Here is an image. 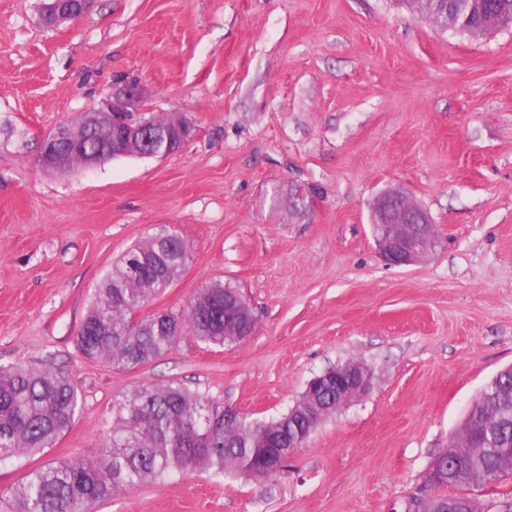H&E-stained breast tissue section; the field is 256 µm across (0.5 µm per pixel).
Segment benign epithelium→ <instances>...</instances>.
Instances as JSON below:
<instances>
[{
  "label": "benign epithelium",
  "mask_w": 512,
  "mask_h": 512,
  "mask_svg": "<svg viewBox=\"0 0 512 512\" xmlns=\"http://www.w3.org/2000/svg\"><path fill=\"white\" fill-rule=\"evenodd\" d=\"M93 0H75V8L62 9L60 0H43L42 22L50 27L72 20L87 11ZM112 125L111 157L128 156V147L142 149L135 156L163 157L171 154L175 138L194 135L195 125L186 116H168L165 125L155 124L153 112L145 108L138 83L127 81L112 91L97 107L83 114L77 124L91 130L101 123ZM77 134L71 124L64 123L47 135L42 143L40 165L51 171L63 169L61 154L76 142ZM372 233L380 258L390 266H410L435 255L441 240L427 210L411 201L398 190L379 195L372 205ZM240 323L245 325L243 336L252 333L255 317L244 299H239ZM331 372L314 377L296 404L288 409V418L304 420L308 430H314L307 420V394L329 379ZM373 387V372L360 361H348L336 367V404L328 409L333 413L369 394ZM448 483V463L437 458L431 465V477L410 497L408 512H469L472 498L464 494L437 492L439 483Z\"/></svg>",
  "instance_id": "1"
}]
</instances>
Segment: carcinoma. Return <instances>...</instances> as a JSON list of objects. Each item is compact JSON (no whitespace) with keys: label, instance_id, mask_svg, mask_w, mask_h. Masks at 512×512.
<instances>
[{"label":"carcinoma","instance_id":"cac0c4a2","mask_svg":"<svg viewBox=\"0 0 512 512\" xmlns=\"http://www.w3.org/2000/svg\"><path fill=\"white\" fill-rule=\"evenodd\" d=\"M439 28L480 39L483 16L494 13L501 27H512V0H451L443 10L435 0H395ZM112 134L99 126L82 134L83 152L67 158L68 166L85 157L107 158ZM192 259L177 237L157 243L151 237L112 264L76 335L78 350L88 359L134 369L163 355L191 329L203 343L224 346L237 314L224 305L234 288L217 283L197 290L179 309L143 314L184 273ZM81 407L76 387L65 376L30 366L0 368V458L50 448L68 430ZM465 425L474 441H487L474 459L470 449L451 441L441 453L453 470L451 482L467 488L477 475L512 472L499 449L512 448V386L494 381L473 403ZM304 427L283 413L269 421L242 422L224 403L203 398L180 386H141L112 400V430L102 437L96 459L74 458L30 469L10 487L16 512H92L106 497L132 492L147 482L191 470L216 479L228 476L269 479L288 462V439Z\"/></svg>","mask_w":512,"mask_h":512}]
</instances>
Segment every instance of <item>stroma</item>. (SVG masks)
Here are the masks:
<instances>
[{"label":"stroma","mask_w":512,"mask_h":512,"mask_svg":"<svg viewBox=\"0 0 512 512\" xmlns=\"http://www.w3.org/2000/svg\"><path fill=\"white\" fill-rule=\"evenodd\" d=\"M122 78L194 136L165 157L43 170L42 138ZM394 187L442 239L425 264L376 254L370 204ZM164 227L193 259L156 307L220 281L254 331L218 347L187 330L129 371L84 358L104 276ZM350 360L372 368L370 394L280 475L176 474L93 512H406L512 365V28L473 39L394 0H93L49 28L41 0H0V367L52 369L82 395L52 447L0 463V512L31 467L99 456L131 389L173 383L268 420Z\"/></svg>","instance_id":"obj_1"}]
</instances>
